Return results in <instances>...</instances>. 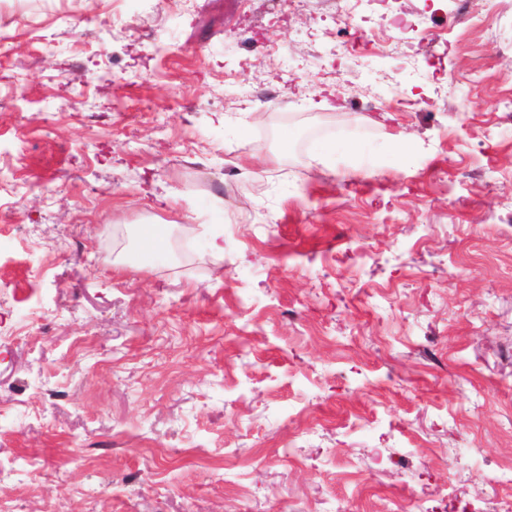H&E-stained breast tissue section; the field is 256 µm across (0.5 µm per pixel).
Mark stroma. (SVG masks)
Returning <instances> with one entry per match:
<instances>
[{"label":"stroma","mask_w":512,"mask_h":512,"mask_svg":"<svg viewBox=\"0 0 512 512\" xmlns=\"http://www.w3.org/2000/svg\"><path fill=\"white\" fill-rule=\"evenodd\" d=\"M390 3L10 4L0 512L512 500V0Z\"/></svg>","instance_id":"1"}]
</instances>
